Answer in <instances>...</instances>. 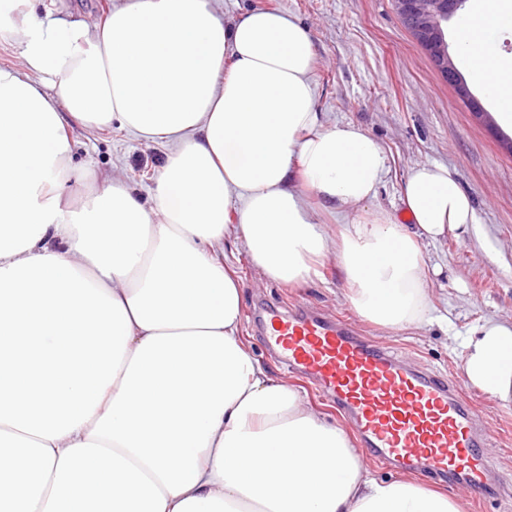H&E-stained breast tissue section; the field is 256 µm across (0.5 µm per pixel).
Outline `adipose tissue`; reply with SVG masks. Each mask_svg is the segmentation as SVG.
Instances as JSON below:
<instances>
[{"label": "adipose tissue", "mask_w": 512, "mask_h": 512, "mask_svg": "<svg viewBox=\"0 0 512 512\" xmlns=\"http://www.w3.org/2000/svg\"><path fill=\"white\" fill-rule=\"evenodd\" d=\"M23 70L0 68V512H462L374 478L350 434L275 379L242 336L224 243L267 280L335 260L389 331L435 310L427 248L476 223L437 163L378 205L383 146L314 108L293 16L214 0H124L101 25L0 0ZM512 0H473L456 56L512 128ZM167 144L149 203L121 181L71 205V124ZM409 216L400 223L399 214ZM468 384L512 404V317L468 334Z\"/></svg>", "instance_id": "ef3b65f1"}]
</instances>
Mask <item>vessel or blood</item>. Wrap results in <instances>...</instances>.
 I'll return each mask as SVG.
<instances>
[{
	"instance_id": "vessel-or-blood-1",
	"label": "vessel or blood",
	"mask_w": 512,
	"mask_h": 512,
	"mask_svg": "<svg viewBox=\"0 0 512 512\" xmlns=\"http://www.w3.org/2000/svg\"><path fill=\"white\" fill-rule=\"evenodd\" d=\"M264 326L267 348L335 403L370 456L479 498L512 487L488 456L481 417L460 382L418 371L318 312L270 309Z\"/></svg>"
}]
</instances>
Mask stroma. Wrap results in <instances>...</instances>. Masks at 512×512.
<instances>
[{
    "instance_id": "obj_1",
    "label": "stroma",
    "mask_w": 512,
    "mask_h": 512,
    "mask_svg": "<svg viewBox=\"0 0 512 512\" xmlns=\"http://www.w3.org/2000/svg\"><path fill=\"white\" fill-rule=\"evenodd\" d=\"M120 0H37L38 14L68 12L103 23ZM219 14L266 7L295 16L309 31L316 58L315 108L332 123H350L380 142L390 156V173L378 202L390 207L417 163L448 166L468 192L477 221L429 246L431 262L444 273L433 279L437 320L421 330L385 332L364 322L344 302L343 274L326 262L322 276L290 287L261 279L248 255L225 252L243 291L242 330L254 356L271 374L304 393L328 421L343 417L306 379L291 373L262 343L258 316L316 308L351 324L357 332L410 359L420 370L461 377L463 341L482 318L512 316V153L502 146L512 130L474 114L444 81L403 25L392 0H216ZM71 165H92L97 181L110 178L148 195L165 163V146L110 127L71 129ZM466 395L489 428L491 456L512 473V405L473 388Z\"/></svg>"
}]
</instances>
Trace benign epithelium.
Here are the masks:
<instances>
[{
  "label": "benign epithelium",
  "mask_w": 512,
  "mask_h": 512,
  "mask_svg": "<svg viewBox=\"0 0 512 512\" xmlns=\"http://www.w3.org/2000/svg\"><path fill=\"white\" fill-rule=\"evenodd\" d=\"M402 21L414 32L422 47L461 98H466L467 87L448 56V46L443 36V23L453 14L451 5L463 0H393Z\"/></svg>",
  "instance_id": "obj_1"
}]
</instances>
